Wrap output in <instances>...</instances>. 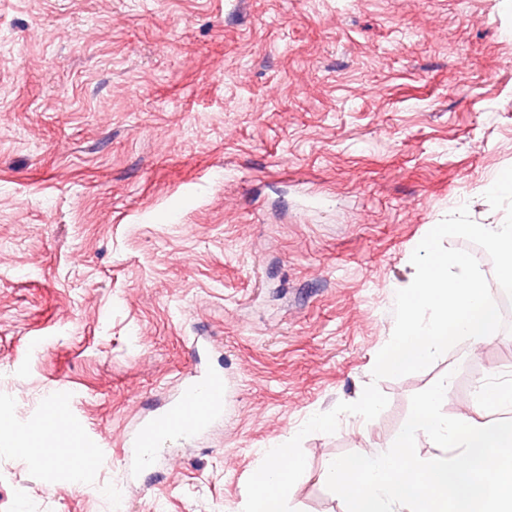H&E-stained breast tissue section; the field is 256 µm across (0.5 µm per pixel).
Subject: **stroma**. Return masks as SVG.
<instances>
[{"label":"stroma","mask_w":512,"mask_h":512,"mask_svg":"<svg viewBox=\"0 0 512 512\" xmlns=\"http://www.w3.org/2000/svg\"><path fill=\"white\" fill-rule=\"evenodd\" d=\"M512 166V0H0V423L58 392L99 444L76 481L0 447V512H242L267 448L377 383L374 420L302 441L293 512H346L324 464L512 371V327L373 380L410 256ZM224 416L130 475L134 423L191 344Z\"/></svg>","instance_id":"1"}]
</instances>
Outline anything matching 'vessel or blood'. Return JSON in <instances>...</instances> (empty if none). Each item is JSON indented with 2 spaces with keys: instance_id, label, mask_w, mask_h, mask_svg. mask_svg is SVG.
I'll list each match as a JSON object with an SVG mask.
<instances>
[{
  "instance_id": "obj_1",
  "label": "vessel or blood",
  "mask_w": 512,
  "mask_h": 512,
  "mask_svg": "<svg viewBox=\"0 0 512 512\" xmlns=\"http://www.w3.org/2000/svg\"><path fill=\"white\" fill-rule=\"evenodd\" d=\"M206 350V345H194V368L183 377L178 398L160 415L140 421L120 451L123 458L141 463L149 461L169 436H194L223 415L227 385L222 373L204 366ZM43 420L57 425L72 441L84 447L86 457H96L90 438L60 402L48 405Z\"/></svg>"
}]
</instances>
